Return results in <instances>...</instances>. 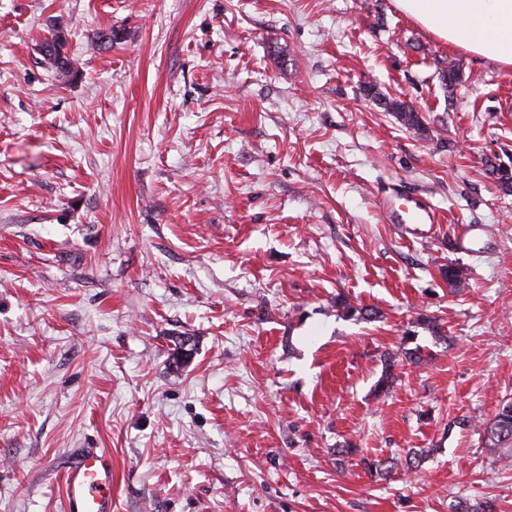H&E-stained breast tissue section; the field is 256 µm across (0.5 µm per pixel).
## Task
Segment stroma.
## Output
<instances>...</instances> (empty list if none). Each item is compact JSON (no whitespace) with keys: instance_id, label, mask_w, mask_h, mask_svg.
Masks as SVG:
<instances>
[{"instance_id":"1","label":"stroma","mask_w":512,"mask_h":512,"mask_svg":"<svg viewBox=\"0 0 512 512\" xmlns=\"http://www.w3.org/2000/svg\"><path fill=\"white\" fill-rule=\"evenodd\" d=\"M502 166L512 66L394 0H0V512H64L77 448L111 456L112 512H512L476 424L512 398ZM395 186L443 223H387ZM461 224L491 236L458 251ZM415 346L376 395L382 355ZM349 442L431 454L375 480ZM65 46V35L55 27L49 28L47 34L42 38V51L54 68L56 76L62 82H66L74 73L73 62L64 52ZM374 98L382 105L385 111L394 112L397 119L404 125L416 129L423 127L422 116L417 112L416 108L410 107L400 100L387 99L381 96H374Z\"/></svg>"}]
</instances>
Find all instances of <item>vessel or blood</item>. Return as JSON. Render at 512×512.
I'll list each match as a JSON object with an SVG mask.
<instances>
[{
	"instance_id": "b4317fda",
	"label": "vessel or blood",
	"mask_w": 512,
	"mask_h": 512,
	"mask_svg": "<svg viewBox=\"0 0 512 512\" xmlns=\"http://www.w3.org/2000/svg\"><path fill=\"white\" fill-rule=\"evenodd\" d=\"M388 223L436 224L440 215L427 204L407 206L397 195L383 202ZM67 512H112V458L90 448L79 452L63 475Z\"/></svg>"
}]
</instances>
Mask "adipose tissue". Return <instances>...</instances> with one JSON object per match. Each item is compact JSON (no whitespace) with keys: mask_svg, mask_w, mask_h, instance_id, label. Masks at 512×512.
Here are the masks:
<instances>
[{"mask_svg":"<svg viewBox=\"0 0 512 512\" xmlns=\"http://www.w3.org/2000/svg\"><path fill=\"white\" fill-rule=\"evenodd\" d=\"M443 42L512 65V0H395Z\"/></svg>","mask_w":512,"mask_h":512,"instance_id":"obj_1","label":"adipose tissue"}]
</instances>
